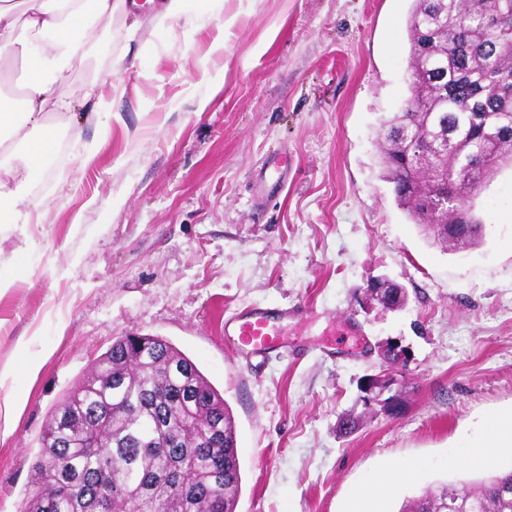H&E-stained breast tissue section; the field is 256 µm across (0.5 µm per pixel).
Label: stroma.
<instances>
[{"label": "stroma", "instance_id": "35a3bbf8", "mask_svg": "<svg viewBox=\"0 0 512 512\" xmlns=\"http://www.w3.org/2000/svg\"><path fill=\"white\" fill-rule=\"evenodd\" d=\"M94 29L61 92L38 250L0 229V372L28 401L0 440V512H18L47 415L121 336H159L230 406L237 512H347L355 491L409 462L384 512L430 485L512 469V447L468 463L489 420L512 421V168L474 199L485 227L466 248L433 242L398 206L379 164L381 123L400 111L413 0H157ZM99 110L81 107L103 76ZM103 140L90 161L84 144ZM385 277L407 304L366 290ZM259 304L289 319L293 359L241 355L224 320ZM396 340L406 364L385 363ZM43 356L28 382L16 346ZM394 374L404 409L365 407V376ZM357 416L345 435L341 418Z\"/></svg>", "mask_w": 512, "mask_h": 512}]
</instances>
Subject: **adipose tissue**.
Wrapping results in <instances>:
<instances>
[{"label":"adipose tissue","instance_id":"ef3b65f1","mask_svg":"<svg viewBox=\"0 0 512 512\" xmlns=\"http://www.w3.org/2000/svg\"><path fill=\"white\" fill-rule=\"evenodd\" d=\"M116 8L115 0H0V81L5 63L20 58L27 65L20 109L0 105V224L31 223L39 210L29 185L54 152L52 117L73 108L59 87L85 34ZM410 474V467L391 465L378 474L372 493L356 494L350 512H381L380 503Z\"/></svg>","mask_w":512,"mask_h":512}]
</instances>
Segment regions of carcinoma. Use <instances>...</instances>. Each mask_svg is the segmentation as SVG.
<instances>
[{
    "mask_svg": "<svg viewBox=\"0 0 512 512\" xmlns=\"http://www.w3.org/2000/svg\"><path fill=\"white\" fill-rule=\"evenodd\" d=\"M402 112L381 164L400 206L438 242L476 244L456 212L512 168V0H414ZM424 139L421 150L409 148ZM20 512H236L235 420L194 361L159 336H121L48 414ZM399 512H512V470L441 484Z\"/></svg>",
    "mask_w": 512,
    "mask_h": 512,
    "instance_id": "carcinoma-1",
    "label": "carcinoma"
}]
</instances>
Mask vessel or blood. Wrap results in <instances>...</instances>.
<instances>
[{
	"label": "vessel or blood",
	"instance_id": "obj_1",
	"mask_svg": "<svg viewBox=\"0 0 512 512\" xmlns=\"http://www.w3.org/2000/svg\"><path fill=\"white\" fill-rule=\"evenodd\" d=\"M295 307L254 305L244 308L224 321V334L238 348L253 356L287 349L281 327L289 317L298 315Z\"/></svg>",
	"mask_w": 512,
	"mask_h": 512
}]
</instances>
